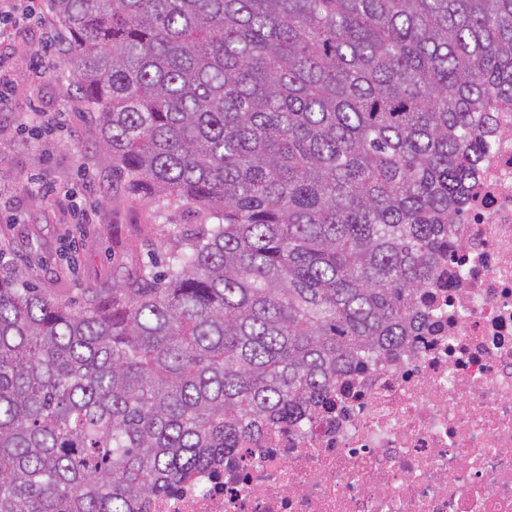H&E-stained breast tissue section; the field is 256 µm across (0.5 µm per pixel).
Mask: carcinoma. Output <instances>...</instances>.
I'll use <instances>...</instances> for the list:
<instances>
[{
    "instance_id": "cac0c4a2",
    "label": "carcinoma",
    "mask_w": 512,
    "mask_h": 512,
    "mask_svg": "<svg viewBox=\"0 0 512 512\" xmlns=\"http://www.w3.org/2000/svg\"><path fill=\"white\" fill-rule=\"evenodd\" d=\"M50 2L112 170L215 223L79 310L0 279V512H148L413 335L512 0Z\"/></svg>"
}]
</instances>
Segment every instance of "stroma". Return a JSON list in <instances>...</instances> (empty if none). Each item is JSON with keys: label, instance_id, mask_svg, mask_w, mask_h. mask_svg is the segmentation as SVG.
<instances>
[{"label": "stroma", "instance_id": "stroma-1", "mask_svg": "<svg viewBox=\"0 0 512 512\" xmlns=\"http://www.w3.org/2000/svg\"><path fill=\"white\" fill-rule=\"evenodd\" d=\"M22 5L29 21L0 40V277L23 271L79 308L162 261L198 219L131 193L113 172L48 0Z\"/></svg>", "mask_w": 512, "mask_h": 512}]
</instances>
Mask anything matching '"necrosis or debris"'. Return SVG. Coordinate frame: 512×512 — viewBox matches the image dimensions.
Returning <instances> with one entry per match:
<instances>
[{"label":"necrosis or debris","instance_id":"1","mask_svg":"<svg viewBox=\"0 0 512 512\" xmlns=\"http://www.w3.org/2000/svg\"><path fill=\"white\" fill-rule=\"evenodd\" d=\"M454 239L413 347L347 372L301 429L265 431L152 512H512V105Z\"/></svg>","mask_w":512,"mask_h":512}]
</instances>
